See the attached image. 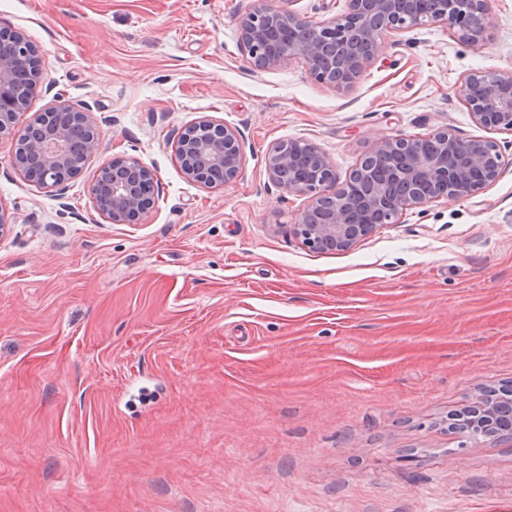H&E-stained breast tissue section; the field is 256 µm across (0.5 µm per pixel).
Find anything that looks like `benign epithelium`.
Instances as JSON below:
<instances>
[{
  "label": "benign epithelium",
  "mask_w": 512,
  "mask_h": 512,
  "mask_svg": "<svg viewBox=\"0 0 512 512\" xmlns=\"http://www.w3.org/2000/svg\"><path fill=\"white\" fill-rule=\"evenodd\" d=\"M430 10L419 0H349L347 12L331 21H314L283 10L278 0H257L240 21V36L249 64L258 71L302 61L319 82L346 93L363 69L375 61L391 32L443 24L461 41L484 40L490 0H434ZM13 49L0 53V135L13 134L12 165L23 175L40 173L37 184L56 188L79 172V160L100 150L90 113L63 99L38 117L16 127L35 94L39 77L34 45L20 32L8 35ZM461 101L473 121L484 128L512 132V77L495 72L468 74ZM432 152L412 139L379 138L342 182L323 151L318 156L320 181L300 176L303 142L277 143L266 155L268 175L282 190L308 194L310 203L290 225L292 233L313 250L347 251L372 236L379 224L363 222L381 211L398 216L436 199H461L495 183L502 174L493 140L460 137L437 129ZM184 175L207 187L235 180L243 165L240 133L222 123L201 120L184 127L173 140ZM157 184L155 171L135 157L104 163L91 187L98 214L110 224H126L145 214ZM452 430L466 437L495 436L512 443V384L484 391L453 417Z\"/></svg>",
  "instance_id": "benign-epithelium-1"
}]
</instances>
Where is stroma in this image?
<instances>
[{
  "instance_id": "stroma-1",
  "label": "stroma",
  "mask_w": 512,
  "mask_h": 512,
  "mask_svg": "<svg viewBox=\"0 0 512 512\" xmlns=\"http://www.w3.org/2000/svg\"><path fill=\"white\" fill-rule=\"evenodd\" d=\"M255 0H0L39 51L21 122L63 98L102 150L61 191L0 138V512H512V447L448 430L512 382V134L475 124L464 76L512 74V0L483 42L388 34L346 93L301 61L254 72ZM210 118L240 176L189 181L172 140ZM445 127L498 143L464 199L404 211L348 251L290 235L309 198L268 177L286 140L339 178L379 137ZM157 175L133 224L95 211L104 161Z\"/></svg>"
}]
</instances>
